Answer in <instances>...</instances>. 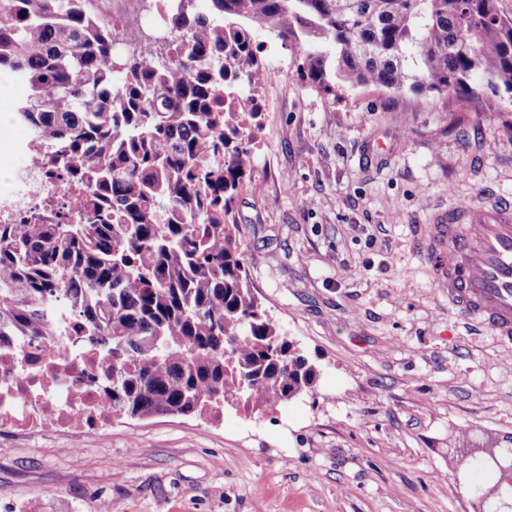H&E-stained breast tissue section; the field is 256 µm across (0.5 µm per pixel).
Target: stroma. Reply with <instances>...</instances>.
<instances>
[{
  "label": "stroma",
  "mask_w": 512,
  "mask_h": 512,
  "mask_svg": "<svg viewBox=\"0 0 512 512\" xmlns=\"http://www.w3.org/2000/svg\"><path fill=\"white\" fill-rule=\"evenodd\" d=\"M262 130L234 205L263 307L315 373L272 407L70 439L0 432V512H496L462 438L512 450V345L465 323L423 253L435 213L512 202V112L301 80L259 31Z\"/></svg>",
  "instance_id": "obj_1"
}]
</instances>
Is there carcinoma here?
<instances>
[{"label":"carcinoma","mask_w":512,"mask_h":512,"mask_svg":"<svg viewBox=\"0 0 512 512\" xmlns=\"http://www.w3.org/2000/svg\"><path fill=\"white\" fill-rule=\"evenodd\" d=\"M88 0H0L14 116L59 148L79 223L0 224V337L51 336L72 312L112 362V410L142 420L270 404L314 371L266 314L233 207L252 167L262 30L305 44L328 92L453 90L512 107V16L499 0H162L126 57Z\"/></svg>","instance_id":"1"}]
</instances>
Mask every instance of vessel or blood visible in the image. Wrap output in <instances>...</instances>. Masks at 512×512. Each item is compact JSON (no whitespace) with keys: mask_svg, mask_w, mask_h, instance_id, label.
<instances>
[{"mask_svg":"<svg viewBox=\"0 0 512 512\" xmlns=\"http://www.w3.org/2000/svg\"><path fill=\"white\" fill-rule=\"evenodd\" d=\"M426 261L461 316L512 343V204L449 210L431 228Z\"/></svg>","mask_w":512,"mask_h":512,"instance_id":"1","label":"vessel or blood"}]
</instances>
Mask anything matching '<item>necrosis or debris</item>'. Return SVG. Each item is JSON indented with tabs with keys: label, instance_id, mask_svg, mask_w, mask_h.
Instances as JSON below:
<instances>
[{
	"label": "necrosis or debris",
	"instance_id": "4bbe7bcc",
	"mask_svg": "<svg viewBox=\"0 0 512 512\" xmlns=\"http://www.w3.org/2000/svg\"><path fill=\"white\" fill-rule=\"evenodd\" d=\"M55 145L34 130L11 143L19 164L0 177V224H34L42 210L67 215L77 189ZM61 335L18 336L0 348V431L78 435L111 428L117 414L104 365L72 320Z\"/></svg>",
	"mask_w": 512,
	"mask_h": 512
}]
</instances>
